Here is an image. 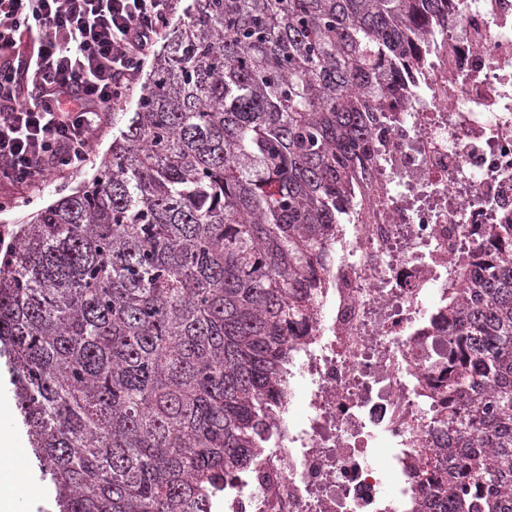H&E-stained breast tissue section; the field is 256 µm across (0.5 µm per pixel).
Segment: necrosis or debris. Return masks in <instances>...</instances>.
<instances>
[{
  "mask_svg": "<svg viewBox=\"0 0 512 512\" xmlns=\"http://www.w3.org/2000/svg\"><path fill=\"white\" fill-rule=\"evenodd\" d=\"M430 31L376 104L351 221L326 243L272 433L225 482L224 512H412L442 481L417 467L448 412V290L512 224V0H441Z\"/></svg>",
  "mask_w": 512,
  "mask_h": 512,
  "instance_id": "obj_1",
  "label": "necrosis or debris"
}]
</instances>
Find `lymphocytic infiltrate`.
Here are the masks:
<instances>
[{"label": "lymphocytic infiltrate", "mask_w": 512, "mask_h": 512, "mask_svg": "<svg viewBox=\"0 0 512 512\" xmlns=\"http://www.w3.org/2000/svg\"><path fill=\"white\" fill-rule=\"evenodd\" d=\"M175 9L173 0H0V188L30 194L88 160Z\"/></svg>", "instance_id": "obj_1"}]
</instances>
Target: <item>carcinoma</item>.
Returning <instances> with one entry per match:
<instances>
[{
	"instance_id": "1",
	"label": "carcinoma",
	"mask_w": 512,
	"mask_h": 512,
	"mask_svg": "<svg viewBox=\"0 0 512 512\" xmlns=\"http://www.w3.org/2000/svg\"><path fill=\"white\" fill-rule=\"evenodd\" d=\"M438 0H191L92 178L0 248V359L57 512H211L272 429L369 99ZM457 336L426 512H512V224Z\"/></svg>"
}]
</instances>
